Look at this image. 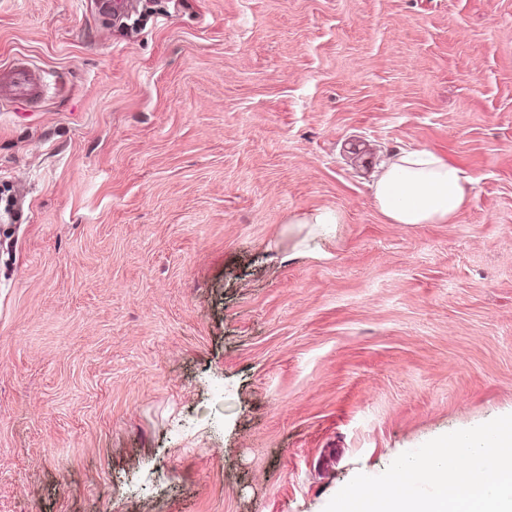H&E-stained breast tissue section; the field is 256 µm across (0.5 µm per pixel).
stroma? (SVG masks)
I'll list each match as a JSON object with an SVG mask.
<instances>
[{
	"label": "stroma",
	"mask_w": 512,
	"mask_h": 512,
	"mask_svg": "<svg viewBox=\"0 0 512 512\" xmlns=\"http://www.w3.org/2000/svg\"><path fill=\"white\" fill-rule=\"evenodd\" d=\"M101 3L0 0V512H323L512 414V0ZM417 149L453 223L374 204ZM45 91L41 71L23 60H17L0 69V98L17 102L37 103ZM474 179L432 152L396 153L375 174L373 196L392 224H450Z\"/></svg>",
	"instance_id": "35a3bbf8"
}]
</instances>
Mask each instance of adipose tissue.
I'll return each instance as SVG.
<instances>
[{
  "label": "adipose tissue",
  "instance_id": "ef3b65f1",
  "mask_svg": "<svg viewBox=\"0 0 512 512\" xmlns=\"http://www.w3.org/2000/svg\"><path fill=\"white\" fill-rule=\"evenodd\" d=\"M472 183L432 152H401L380 165L373 196L390 223L449 224L468 202Z\"/></svg>",
  "mask_w": 512,
  "mask_h": 512
}]
</instances>
